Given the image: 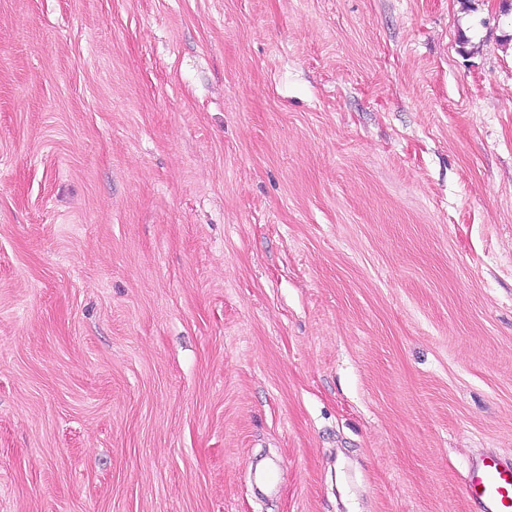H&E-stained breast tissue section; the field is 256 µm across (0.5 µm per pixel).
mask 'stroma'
<instances>
[{
	"label": "stroma",
	"mask_w": 512,
	"mask_h": 512,
	"mask_svg": "<svg viewBox=\"0 0 512 512\" xmlns=\"http://www.w3.org/2000/svg\"><path fill=\"white\" fill-rule=\"evenodd\" d=\"M484 451L506 0H0V512H469Z\"/></svg>",
	"instance_id": "obj_1"
}]
</instances>
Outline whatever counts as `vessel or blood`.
Masks as SVG:
<instances>
[{"instance_id":"vessel-or-blood-1","label":"vessel or blood","mask_w":512,"mask_h":512,"mask_svg":"<svg viewBox=\"0 0 512 512\" xmlns=\"http://www.w3.org/2000/svg\"><path fill=\"white\" fill-rule=\"evenodd\" d=\"M464 493L473 512H512V462L489 455L471 458Z\"/></svg>"}]
</instances>
